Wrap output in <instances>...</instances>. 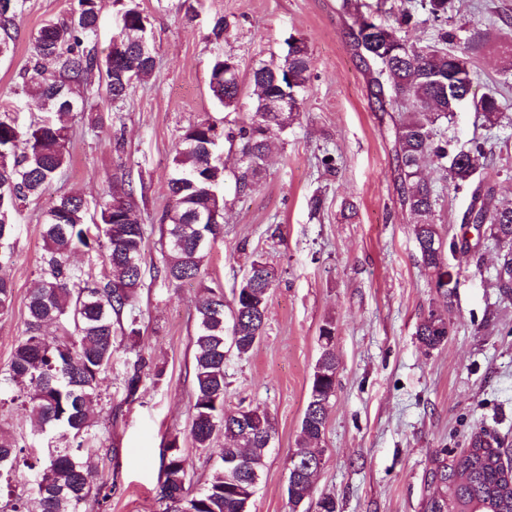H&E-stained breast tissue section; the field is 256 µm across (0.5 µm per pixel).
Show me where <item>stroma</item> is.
<instances>
[{"instance_id":"stroma-1","label":"stroma","mask_w":512,"mask_h":512,"mask_svg":"<svg viewBox=\"0 0 512 512\" xmlns=\"http://www.w3.org/2000/svg\"><path fill=\"white\" fill-rule=\"evenodd\" d=\"M148 18L156 65L112 107L98 73L88 74L85 110L65 122L70 163L40 199L23 204L14 253L4 271L13 302L0 314V378L26 329L29 290L42 262V223L60 195L77 192L95 203L125 174L141 177L145 195L137 211L147 230L139 348L162 367V381L144 374L140 398L124 400L123 378L133 355L119 342L112 373L101 386L94 430L111 457L97 459L98 475L119 485L103 504L84 512H158L160 457L178 435L193 464V487H204L209 458L224 446L195 448L190 436L194 378V303L204 288L232 291L250 263L263 258L277 279L266 326L246 355L226 347V405L264 409L276 436L264 458L250 512H290L289 458L296 448L309 384L325 322L335 326L336 389L320 442L323 462L315 493L336 499L337 512H422L424 477L436 452L464 448L470 434L494 430L512 448V295L497 288L498 247L463 225L470 187L438 183L433 218L444 240L452 304L443 307L436 275L418 262L413 220L398 203L394 141L388 113L378 111L367 77L346 33L355 16L340 0H137ZM73 0H24L9 29L11 56L0 57V108L21 122L37 111L19 93L33 37L46 21L66 18ZM452 53L467 51L476 94L496 91L506 108L500 126L481 127L472 107L456 112L445 134L453 147L475 136L487 140L489 160L478 179L493 185L500 204L512 206V72L503 50L512 43V0H451ZM228 30L209 38L215 16ZM303 37L312 61L299 114L287 131L271 128L272 150L262 174L239 192L238 144L220 141L224 162V231L202 278L181 287L154 275L161 259L160 218L169 205L167 181L175 144L192 124L227 130L252 116V88L243 86L237 108L219 105L209 89L215 55L236 57L242 74L259 61L280 59L290 36ZM479 45L469 48L471 38ZM338 169L326 171L323 154ZM321 199L312 210V196ZM446 309L448 336L430 350L416 328L429 311Z\"/></svg>"}]
</instances>
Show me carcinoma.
<instances>
[{
    "label": "carcinoma",
    "instance_id": "1",
    "mask_svg": "<svg viewBox=\"0 0 512 512\" xmlns=\"http://www.w3.org/2000/svg\"><path fill=\"white\" fill-rule=\"evenodd\" d=\"M23 0H0V25L9 23ZM434 31L426 45L409 43L395 28L383 25L376 32L349 29L347 37L354 56L368 75V90L380 112H393L397 191L400 205L414 219L413 232L420 263L436 272V288L444 305L451 303L445 270V244L433 222L436 182L451 181L455 187L469 184L483 166L487 141L474 138L470 145L448 150V138L437 127L453 118L458 103L466 99L482 120L493 128L502 118L503 105L497 92L480 97L468 95L471 71H461L458 55L448 52L454 40L448 30V0H420ZM124 36L129 53L119 59L107 53L99 58L91 41L99 27L97 0H76L70 19L44 23L34 36V52L25 69L22 91L41 117L22 128L7 109L0 110V269L7 264L11 241L18 225L15 215L23 203L41 198L57 174L67 165L69 129L61 116L67 107H78L83 77L94 70L105 74L110 103L118 104L135 83L151 74L155 59L140 51L147 37L146 16L138 4L124 5ZM232 56H216L210 69L209 88L226 108L237 106L241 94L240 72ZM311 59L305 42L288 43L287 54L266 62L250 74L253 112L251 121L223 134L215 125L200 122L188 127L175 146L174 167L167 188L171 205L161 216L166 250L161 252L158 273L163 281L178 286L198 278L211 243L223 233V225L205 222L211 210L224 211V198L213 191L224 181V164L213 151L221 138L241 144L242 170L236 177L240 188L252 185L261 173L270 151L269 126L288 129L297 109L273 112L271 105L284 92L302 96L310 78ZM429 160L436 177L422 173ZM99 219L89 216L86 201L78 194L60 196L46 211L42 228L45 253L42 267L27 302L25 336L15 348L9 365V380L19 386L11 401H19L28 412L37 435L48 439L44 454L35 445L19 443L0 433V487H11L17 466L31 477L28 495L8 493L6 512H81L89 500L105 501L118 487L97 481L93 444L94 406L101 400V384L112 372L114 338L122 335L135 358L123 380L125 401L137 399L142 372L149 360L136 350L141 334L137 306L144 286L142 260L146 228L140 223L132 183L104 191L95 205ZM473 223L486 227L500 251L495 269L496 287L512 293V206L496 202L494 187L478 183L464 213ZM78 250L101 253L109 271L102 278L74 266L71 256ZM269 265L252 261L247 283L232 293L233 330L239 336L235 348L240 355L253 350L262 336L271 289L276 277L267 278ZM13 284L0 272V312L9 309ZM194 390L190 435L195 447L207 450L215 437L224 434V448L205 486L192 490V463L173 436L161 458L157 488L160 512H250V496L256 486L249 474L261 473L266 451L264 427L270 418L259 408L226 407L224 372V291L208 288L196 302ZM448 335V317L432 310L417 326L416 336L435 349ZM321 354L309 393L335 389L336 353L334 326L328 321L320 329ZM330 406L315 410L306 406L290 464L301 465L294 487L287 490L291 512H336L330 494L313 498L307 490L314 473L309 463L322 456L312 447L325 433ZM243 457L246 471L224 465L228 458ZM432 488L422 512H512V460L500 436L485 428L472 432L459 453L441 449L426 473Z\"/></svg>",
    "mask_w": 512,
    "mask_h": 512
}]
</instances>
